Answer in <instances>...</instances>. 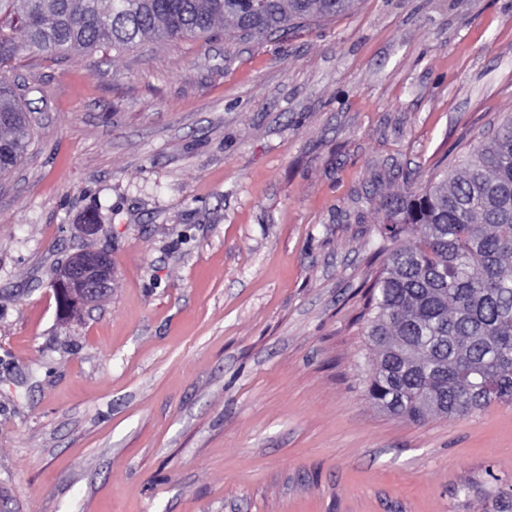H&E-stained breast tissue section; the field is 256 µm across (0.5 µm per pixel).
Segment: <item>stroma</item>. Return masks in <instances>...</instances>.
I'll return each instance as SVG.
<instances>
[{"instance_id":"obj_1","label":"stroma","mask_w":512,"mask_h":512,"mask_svg":"<svg viewBox=\"0 0 512 512\" xmlns=\"http://www.w3.org/2000/svg\"><path fill=\"white\" fill-rule=\"evenodd\" d=\"M10 76L36 122L0 176V512H494L512 404L380 411L366 288L384 198L512 113V0ZM96 248L114 288L61 321L56 271Z\"/></svg>"}]
</instances>
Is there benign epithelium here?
I'll list each match as a JSON object with an SVG mask.
<instances>
[{
	"label": "benign epithelium",
	"mask_w": 512,
	"mask_h": 512,
	"mask_svg": "<svg viewBox=\"0 0 512 512\" xmlns=\"http://www.w3.org/2000/svg\"><path fill=\"white\" fill-rule=\"evenodd\" d=\"M114 273L109 251L96 250L78 254L60 269L55 289L59 297L78 298L93 306L112 293Z\"/></svg>",
	"instance_id": "obj_1"
}]
</instances>
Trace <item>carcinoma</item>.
<instances>
[{
    "mask_svg": "<svg viewBox=\"0 0 512 512\" xmlns=\"http://www.w3.org/2000/svg\"><path fill=\"white\" fill-rule=\"evenodd\" d=\"M357 0H0V173L27 151L34 118L2 66L146 41L209 40L218 26L268 38ZM368 286L369 398L424 421L512 403V116L458 168L386 200Z\"/></svg>",
    "mask_w": 512,
    "mask_h": 512,
    "instance_id": "1",
    "label": "carcinoma"
}]
</instances>
